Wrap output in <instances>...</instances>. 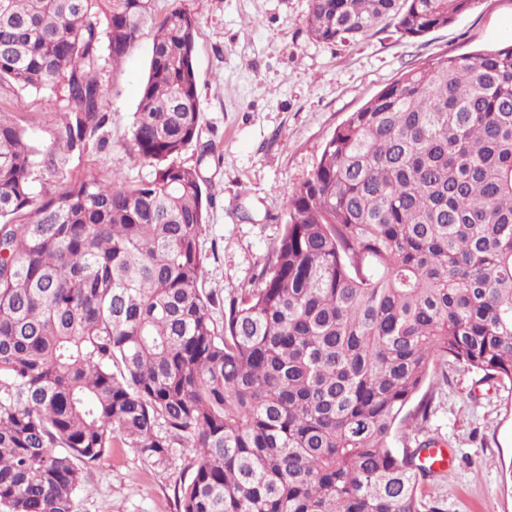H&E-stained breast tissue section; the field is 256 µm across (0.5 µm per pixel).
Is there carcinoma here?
Masks as SVG:
<instances>
[{
    "label": "carcinoma",
    "mask_w": 512,
    "mask_h": 512,
    "mask_svg": "<svg viewBox=\"0 0 512 512\" xmlns=\"http://www.w3.org/2000/svg\"><path fill=\"white\" fill-rule=\"evenodd\" d=\"M475 0H309V34L389 20L420 37ZM155 29L129 184L89 167L35 191L0 114V512H73L109 448L195 456L177 512H434L420 449L389 439L430 366L512 385V45L432 58L351 113L254 286L224 322L203 293L212 184L196 18L151 0H0V88L63 90L70 149L104 148L101 62Z\"/></svg>",
    "instance_id": "cac0c4a2"
}]
</instances>
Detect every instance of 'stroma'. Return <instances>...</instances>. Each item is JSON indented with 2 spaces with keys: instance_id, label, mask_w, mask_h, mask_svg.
Instances as JSON below:
<instances>
[{
  "instance_id": "35a3bbf8",
  "label": "stroma",
  "mask_w": 512,
  "mask_h": 512,
  "mask_svg": "<svg viewBox=\"0 0 512 512\" xmlns=\"http://www.w3.org/2000/svg\"><path fill=\"white\" fill-rule=\"evenodd\" d=\"M175 8L198 20L200 129L182 160L212 183L201 248L218 319L254 284L281 234L287 189L310 176L321 145L350 113L409 66L512 44V0H476L452 24L419 38L382 24L346 45L311 38L308 0H153L155 17ZM152 40L144 28L119 66L103 65L102 150L68 148L58 124L67 109L62 92L0 90V109L25 128L38 155L55 161L54 172L39 171L37 189L57 190L90 166L130 182L148 176L129 142ZM424 388L433 399L429 419L397 428L391 445L435 439L449 449L448 470L422 481L427 500L438 512H512V388L483 382L460 365L432 366ZM194 467L185 448L160 461L134 448L111 449L90 467L74 512H177L174 490Z\"/></svg>"
}]
</instances>
